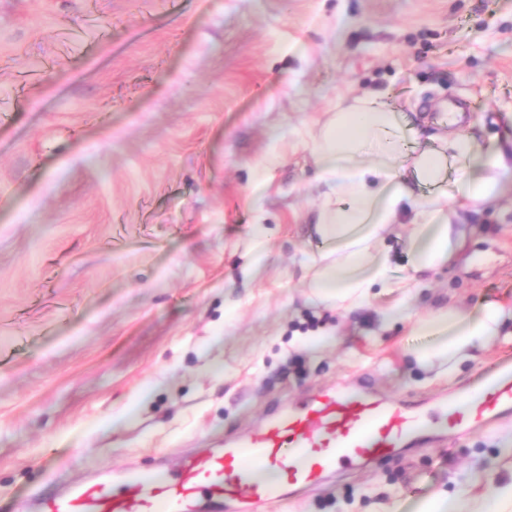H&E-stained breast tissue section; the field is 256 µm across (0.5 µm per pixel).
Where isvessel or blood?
<instances>
[{
    "label": "vessel or blood",
    "mask_w": 512,
    "mask_h": 512,
    "mask_svg": "<svg viewBox=\"0 0 512 512\" xmlns=\"http://www.w3.org/2000/svg\"><path fill=\"white\" fill-rule=\"evenodd\" d=\"M328 387L272 413L244 438L175 465L99 471L65 492L42 494L35 512H225L232 504L277 502L341 467L380 460L415 446L434 424L464 434L512 416V352L501 353L476 382L426 415L414 404L370 392Z\"/></svg>",
    "instance_id": "obj_1"
}]
</instances>
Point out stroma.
Instances as JSON below:
<instances>
[{"instance_id": "35a3bbf8", "label": "stroma", "mask_w": 512, "mask_h": 512, "mask_svg": "<svg viewBox=\"0 0 512 512\" xmlns=\"http://www.w3.org/2000/svg\"><path fill=\"white\" fill-rule=\"evenodd\" d=\"M367 92L429 134L466 105L457 132L503 145L512 0H0V512L220 447L362 374L428 407L512 350L511 176L492 205L456 200L465 262L415 272L391 235L408 288H372L352 311L312 297L308 143ZM258 220L269 240L252 271ZM488 301L504 335L418 364L438 342L418 318ZM511 480L508 417L249 512H407Z\"/></svg>"}]
</instances>
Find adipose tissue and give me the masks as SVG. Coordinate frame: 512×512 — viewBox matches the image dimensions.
Returning a JSON list of instances; mask_svg holds the SVG:
<instances>
[{
    "label": "adipose tissue",
    "mask_w": 512,
    "mask_h": 512,
    "mask_svg": "<svg viewBox=\"0 0 512 512\" xmlns=\"http://www.w3.org/2000/svg\"><path fill=\"white\" fill-rule=\"evenodd\" d=\"M418 134L403 113L369 93L337 108L313 136L310 153L322 187L314 232L322 248L313 256L310 286L320 301L356 308L371 288H394L381 244L401 224L411 227L414 268H443L464 236L449 198L483 206L501 196L503 178L512 172V148L488 153L475 137L453 133L438 146L409 150V137ZM505 318L494 304L469 313L453 305L438 311L417 324L419 335L442 339L438 349H421L420 362L430 364L438 352L453 360L483 347L498 336Z\"/></svg>",
    "instance_id": "1"
}]
</instances>
